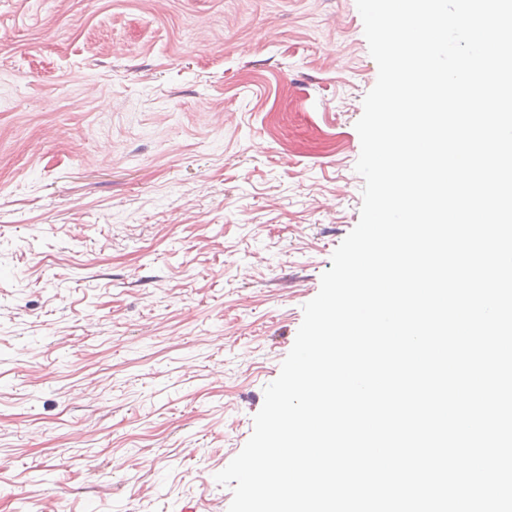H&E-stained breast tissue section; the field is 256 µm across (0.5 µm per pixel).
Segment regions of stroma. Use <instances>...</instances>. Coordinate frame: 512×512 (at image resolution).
<instances>
[{
  "mask_svg": "<svg viewBox=\"0 0 512 512\" xmlns=\"http://www.w3.org/2000/svg\"><path fill=\"white\" fill-rule=\"evenodd\" d=\"M377 76L356 0H0V512H228Z\"/></svg>",
  "mask_w": 512,
  "mask_h": 512,
  "instance_id": "obj_1",
  "label": "stroma"
}]
</instances>
